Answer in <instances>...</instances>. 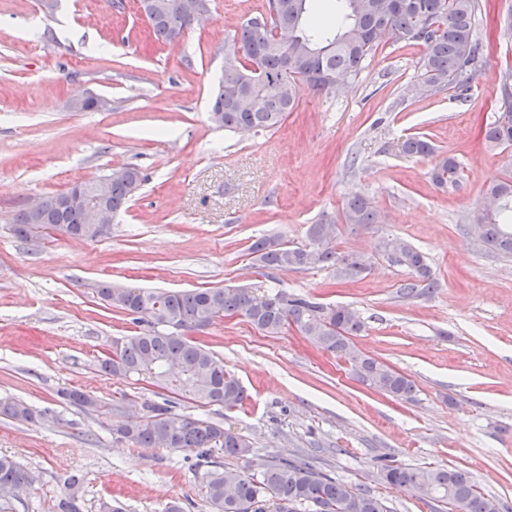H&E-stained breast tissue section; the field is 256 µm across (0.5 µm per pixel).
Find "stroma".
<instances>
[{"mask_svg":"<svg viewBox=\"0 0 512 512\" xmlns=\"http://www.w3.org/2000/svg\"><path fill=\"white\" fill-rule=\"evenodd\" d=\"M267 4L211 0L204 23L160 44L138 0H60L50 15L40 0H0V398L57 414L38 425L0 417V455L33 475L16 512H54L60 477L73 470L84 477V512L110 498L123 512H163L173 500L184 512H205L207 464L112 439L113 422L160 397L157 387L98 366L113 340L141 330L97 295L105 281L274 287L351 307L364 323L351 339L355 349L412 379V399L369 389L349 359L295 329L267 336L237 317L194 339L239 379L245 404L202 407L176 395L174 412L241 432L260 458H305L370 490L388 512L457 510L386 485L384 463L465 470L499 512H512V257L486 247L469 221L486 185L512 175V147L484 141L500 113V77L512 69L504 32L512 0H479L474 31L485 64L467 99L450 88L413 94L424 48L390 40L349 84L304 89L278 129L218 128L209 107L225 46ZM89 93L111 100V110L73 109ZM413 134L431 140L436 156L402 155ZM440 154L458 162V184L432 182ZM126 165L145 180L107 236L14 235L12 219L28 203ZM356 194L383 223L342 224ZM321 220L338 225L339 249L368 259L366 277L267 270L249 253L263 236L302 243L307 226ZM396 235L428 257L438 280L433 295H401L407 273L378 252L382 238ZM64 388L90 394L101 410L64 404Z\"/></svg>","mask_w":512,"mask_h":512,"instance_id":"1","label":"stroma"}]
</instances>
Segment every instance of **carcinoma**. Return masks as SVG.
Instances as JSON below:
<instances>
[{"label":"carcinoma","mask_w":512,"mask_h":512,"mask_svg":"<svg viewBox=\"0 0 512 512\" xmlns=\"http://www.w3.org/2000/svg\"><path fill=\"white\" fill-rule=\"evenodd\" d=\"M275 14L249 19L240 35L225 48L224 70L232 71L242 93L251 98L239 106L228 98L227 74L213 94L211 111L222 114L217 126L226 131H271L299 105L304 87L329 92L356 77L371 57L384 34L396 42L424 47L418 85L425 92L454 86L458 95L468 96L473 73L482 67L483 49L473 33L472 20L478 0H336L332 16L311 14L312 0H277ZM155 37L172 42L190 28L191 20L175 7L147 17ZM505 108L485 131L491 147L512 146V93L503 100ZM401 152L410 158L434 152L424 136L407 137ZM125 175L112 180L106 206L112 216L124 212L132 186L142 184L144 175L135 166L124 167ZM458 165L443 157L431 170L433 182L441 187L457 180ZM485 206L473 212L471 223L480 225V240L490 249L512 256V176L488 185ZM381 213L362 195L348 199L342 223L357 227L379 224ZM41 223L79 241L97 239L93 225L85 223L81 206H65L61 194L45 198ZM36 224L26 210L14 218L16 235L29 239ZM382 257L404 269L409 282L402 294L429 296L438 286L425 253L398 237L381 240ZM249 254L267 269L328 267L340 279L357 280L368 271L367 259L354 251L336 248V225L322 221L310 224L306 242L288 245L277 237H261L249 246ZM97 294L109 306L135 316L145 329L112 342L111 350L99 360L102 371L112 375L136 376L162 390L188 398L202 406L233 409L243 405L247 394L240 381L224 369V362L194 341L189 333L198 324L210 323L227 312H239L267 336H277L294 325L304 338L323 351L350 357L355 349L350 337L363 329V322L348 306L324 305L306 295L283 289L257 293L252 288L226 286L187 291L148 288H119L109 282L97 285ZM357 375L379 392L409 399L415 384L384 363L361 357ZM65 403L98 410L90 395L70 389L60 393ZM0 416L38 424L52 419L48 409L35 410L15 398L0 399ZM112 437L137 448L190 452L198 458L213 449L224 456L251 462L257 457L252 441L224 424L202 417L180 415L160 404L146 405L137 420L112 425ZM383 481L408 490L428 477L434 499L446 500L458 512H498L493 498L477 490L472 477L461 470L439 467L420 470L386 464ZM82 478H63L65 493L57 512H83L79 489ZM207 512H294L301 505L314 512H386L382 501L369 490L352 486L316 471L310 464L279 458L258 465L254 473L221 464L203 475ZM32 485L30 472L14 459L0 456V512H14Z\"/></svg>","instance_id":"cac0c4a2"}]
</instances>
